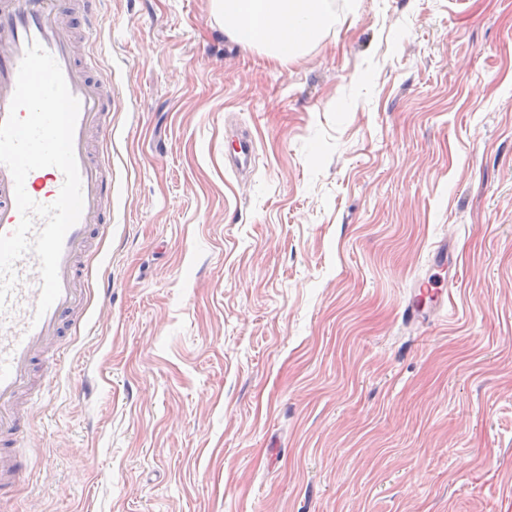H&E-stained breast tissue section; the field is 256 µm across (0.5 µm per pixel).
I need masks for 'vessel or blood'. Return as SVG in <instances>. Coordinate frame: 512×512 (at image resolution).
Masks as SVG:
<instances>
[{
	"instance_id": "b4317fda",
	"label": "vessel or blood",
	"mask_w": 512,
	"mask_h": 512,
	"mask_svg": "<svg viewBox=\"0 0 512 512\" xmlns=\"http://www.w3.org/2000/svg\"><path fill=\"white\" fill-rule=\"evenodd\" d=\"M99 3L80 0L71 15L61 0H0V123L8 117L24 53L31 43H40L55 58L69 91L80 103L73 150L83 194L81 216L64 237L58 266L61 292L45 313L37 311L41 277L36 255L26 253L15 264L17 283L0 311V436L23 434L25 424L17 401L32 392L35 361L57 340L63 319L80 315L83 297L77 283L82 270L77 259L112 205L108 165L89 148L92 131H101L107 138L112 135V87L93 76L91 64L79 58L69 33L78 15L85 23L84 34H91ZM63 182L58 168L44 167L27 175L25 190L36 202L50 204ZM19 222L14 180L9 168L0 164V234L12 233Z\"/></svg>"
}]
</instances>
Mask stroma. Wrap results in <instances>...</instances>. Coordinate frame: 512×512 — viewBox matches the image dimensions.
<instances>
[{"label": "stroma", "mask_w": 512, "mask_h": 512, "mask_svg": "<svg viewBox=\"0 0 512 512\" xmlns=\"http://www.w3.org/2000/svg\"><path fill=\"white\" fill-rule=\"evenodd\" d=\"M99 11L112 226L0 512H512V0H328L283 61Z\"/></svg>", "instance_id": "1"}]
</instances>
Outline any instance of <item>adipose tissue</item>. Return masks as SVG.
<instances>
[{
	"mask_svg": "<svg viewBox=\"0 0 512 512\" xmlns=\"http://www.w3.org/2000/svg\"><path fill=\"white\" fill-rule=\"evenodd\" d=\"M214 13L235 41L268 51L272 58L294 56L317 37L327 19L326 0H213Z\"/></svg>",
	"mask_w": 512,
	"mask_h": 512,
	"instance_id": "1",
	"label": "adipose tissue"
}]
</instances>
